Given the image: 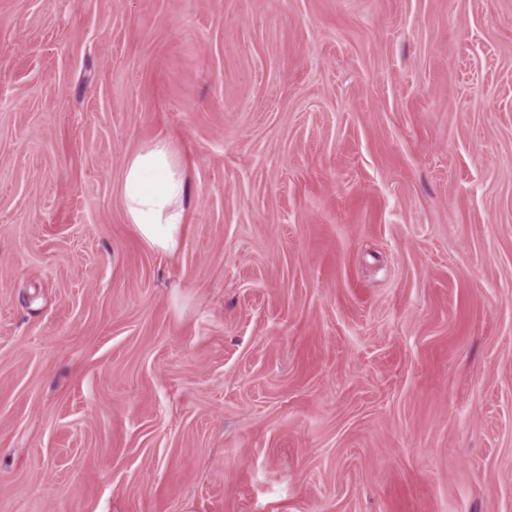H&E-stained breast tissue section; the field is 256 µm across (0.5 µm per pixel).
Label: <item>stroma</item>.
<instances>
[{
	"label": "stroma",
	"mask_w": 512,
	"mask_h": 512,
	"mask_svg": "<svg viewBox=\"0 0 512 512\" xmlns=\"http://www.w3.org/2000/svg\"><path fill=\"white\" fill-rule=\"evenodd\" d=\"M0 512H512V0H0ZM126 223L150 249L172 253L181 239L190 197L176 146L157 138L130 154L119 186Z\"/></svg>",
	"instance_id": "obj_1"
}]
</instances>
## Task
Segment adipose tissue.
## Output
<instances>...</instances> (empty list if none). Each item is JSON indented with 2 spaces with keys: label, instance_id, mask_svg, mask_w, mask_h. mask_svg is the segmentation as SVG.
Segmentation results:
<instances>
[{
  "label": "adipose tissue",
  "instance_id": "1",
  "mask_svg": "<svg viewBox=\"0 0 512 512\" xmlns=\"http://www.w3.org/2000/svg\"><path fill=\"white\" fill-rule=\"evenodd\" d=\"M119 192L126 221L139 240L150 249L174 252L190 197L186 168L176 146L157 138L130 154Z\"/></svg>",
  "mask_w": 512,
  "mask_h": 512
}]
</instances>
